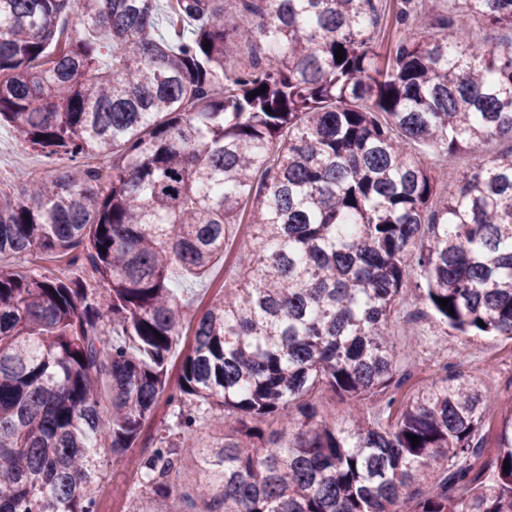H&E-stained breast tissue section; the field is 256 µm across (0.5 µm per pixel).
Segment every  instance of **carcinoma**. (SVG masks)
<instances>
[{"label":"carcinoma","instance_id":"carcinoma-1","mask_svg":"<svg viewBox=\"0 0 512 512\" xmlns=\"http://www.w3.org/2000/svg\"><path fill=\"white\" fill-rule=\"evenodd\" d=\"M71 2L0 0V124L50 166L0 182V255L95 279L0 266V512H96L161 402L135 512H512V402L493 432L477 375L404 389L392 340L410 288L435 323L512 339V149L479 151L512 138V39L429 32L512 28V0L430 22L415 0H79L61 28ZM414 144L472 154L452 198ZM242 225L240 285L175 366L172 272L207 277ZM471 33L480 34L479 39H470ZM499 32L484 24L482 19L470 18L464 26L454 29H448V40H453L461 44H466L474 41L484 42L493 40L498 36ZM0 265L5 268H10L20 275L35 273L52 277L53 274L58 273L59 266H62L63 263L59 261V259L37 258L24 261L11 255H4L0 257Z\"/></svg>","mask_w":512,"mask_h":512}]
</instances>
